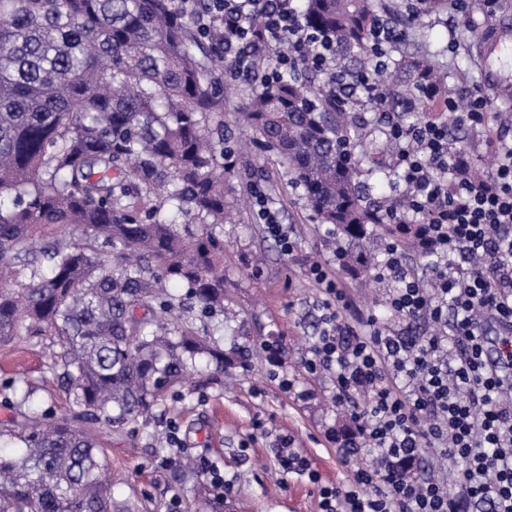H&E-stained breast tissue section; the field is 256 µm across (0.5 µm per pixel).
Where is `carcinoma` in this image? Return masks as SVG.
<instances>
[{"instance_id":"obj_1","label":"carcinoma","mask_w":512,"mask_h":512,"mask_svg":"<svg viewBox=\"0 0 512 512\" xmlns=\"http://www.w3.org/2000/svg\"><path fill=\"white\" fill-rule=\"evenodd\" d=\"M309 29L334 43L332 65L303 62L276 80L257 62L242 121L333 226L336 262L371 279L375 240L425 259L426 225L400 224L383 129L367 130L336 95L376 77L394 113L448 97L447 76L401 46L376 71L369 35L379 0H301ZM224 16L210 0H0V346L49 334L50 369L69 414L14 433L0 453V512H134L112 498L96 430L147 420L196 361L224 370V351L172 312L165 282L187 284L204 317L224 313V240L233 187L224 163ZM49 238L44 246L36 237Z\"/></svg>"}]
</instances>
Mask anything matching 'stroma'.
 Instances as JSON below:
<instances>
[{
	"label": "stroma",
	"instance_id": "stroma-1",
	"mask_svg": "<svg viewBox=\"0 0 512 512\" xmlns=\"http://www.w3.org/2000/svg\"><path fill=\"white\" fill-rule=\"evenodd\" d=\"M508 16L512 0L491 7L485 0H462L461 10L417 17L415 26L429 32L434 61L447 72L457 101L484 84L478 36ZM233 161L234 190L227 200L237 215L220 227L224 306L232 313L220 338L224 370L201 369L172 389L136 430L104 433L112 496L135 504L138 512H166L174 499L179 512H195L207 498L213 512H318L317 486L282 474L270 453L281 434L294 438L324 482L346 481L355 466L331 436L349 420L334 403L328 378L312 380L301 369V357L321 329L322 298L304 258L316 251L322 261H333L334 239L311 220L305 198L273 154L259 149L234 155ZM260 195L287 228L293 253H285L260 224ZM273 341L282 344L285 367L298 387L314 390V399L298 401L271 380L262 345ZM53 350L48 336H27L0 348V448L14 447L10 430L30 417L63 411L64 398L48 370ZM160 446L165 455L157 454ZM204 460L220 468L231 492L215 488L203 475Z\"/></svg>",
	"mask_w": 512,
	"mask_h": 512
}]
</instances>
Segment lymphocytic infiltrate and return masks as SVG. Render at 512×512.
<instances>
[{
	"label": "lymphocytic infiltrate",
	"mask_w": 512,
	"mask_h": 512,
	"mask_svg": "<svg viewBox=\"0 0 512 512\" xmlns=\"http://www.w3.org/2000/svg\"><path fill=\"white\" fill-rule=\"evenodd\" d=\"M294 3L223 0L224 41L241 50L240 67L267 52L289 65L286 49L297 44L307 63H328L330 45L307 29ZM499 121L490 100L475 94L463 106L445 99L417 124L387 127L405 202L399 214L426 224L439 263L433 280H422L391 246L376 277L388 285L387 318L430 320L433 334L392 330L372 314L340 318L347 289L327 265L310 267L325 315L301 368L313 379L332 374L335 403L352 412L345 454L371 459L349 482L325 484L290 436L275 440L280 471L318 484L319 512H512V142ZM452 122L476 131L493 166L475 171L453 151ZM491 325L499 336L493 360Z\"/></svg>",
	"instance_id": "lymphocytic-infiltrate-1"
}]
</instances>
